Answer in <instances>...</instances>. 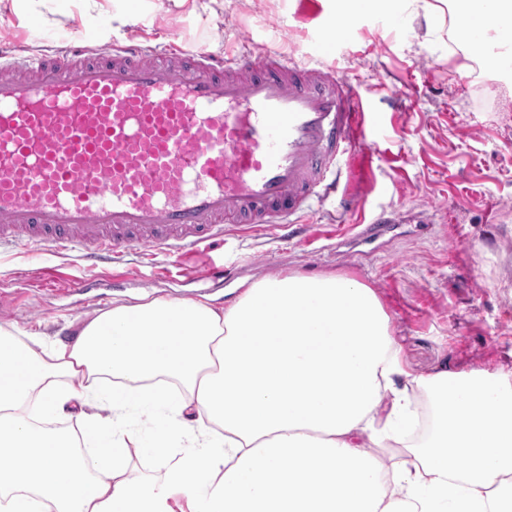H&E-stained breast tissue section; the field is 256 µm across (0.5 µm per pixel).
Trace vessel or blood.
Here are the masks:
<instances>
[{
    "label": "vessel or blood",
    "instance_id": "b4317fda",
    "mask_svg": "<svg viewBox=\"0 0 512 512\" xmlns=\"http://www.w3.org/2000/svg\"><path fill=\"white\" fill-rule=\"evenodd\" d=\"M356 22L336 14L329 49ZM372 103L335 71L274 52L152 49L128 38L0 53V248H209L240 231L306 235L341 164L380 151Z\"/></svg>",
    "mask_w": 512,
    "mask_h": 512
}]
</instances>
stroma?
<instances>
[{"instance_id":"1","label":"stroma","mask_w":512,"mask_h":512,"mask_svg":"<svg viewBox=\"0 0 512 512\" xmlns=\"http://www.w3.org/2000/svg\"><path fill=\"white\" fill-rule=\"evenodd\" d=\"M339 0H223L214 9L174 0H0V25L24 46L78 35L121 40L143 26L151 44L208 45L249 41L252 52L317 55L316 32ZM396 26L380 27L367 10L350 38L327 58L356 78L362 95L382 99L411 89L373 121L382 150L367 179L349 184L360 201L344 211L333 197L311 216L308 240L258 233L225 236L223 246L178 257L133 251L109 271L88 269L80 250L0 249V323L51 345L74 339L83 321L117 303L156 298L209 299L227 307L232 285L197 281L202 263L222 264L233 283L288 275H345L380 299L404 368L423 375L481 369L512 373V92L501 82L456 70L447 32H427L423 18L393 6ZM402 223L367 251L336 243L332 232L380 211ZM86 280L84 289L74 284Z\"/></svg>"}]
</instances>
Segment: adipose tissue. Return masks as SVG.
<instances>
[{
  "instance_id": "adipose-tissue-1",
  "label": "adipose tissue",
  "mask_w": 512,
  "mask_h": 512,
  "mask_svg": "<svg viewBox=\"0 0 512 512\" xmlns=\"http://www.w3.org/2000/svg\"><path fill=\"white\" fill-rule=\"evenodd\" d=\"M411 6L455 38L485 3ZM135 457L167 465L131 478ZM0 512H512V376L406 373L378 297L343 275L267 277L223 309L117 304L51 347L0 324Z\"/></svg>"
}]
</instances>
